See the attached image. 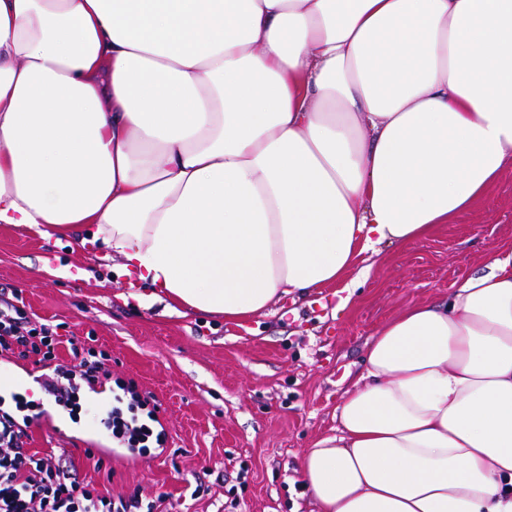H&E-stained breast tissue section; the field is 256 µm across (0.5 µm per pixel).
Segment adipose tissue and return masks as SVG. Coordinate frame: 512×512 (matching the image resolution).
I'll use <instances>...</instances> for the list:
<instances>
[{"label": "adipose tissue", "mask_w": 512, "mask_h": 512, "mask_svg": "<svg viewBox=\"0 0 512 512\" xmlns=\"http://www.w3.org/2000/svg\"><path fill=\"white\" fill-rule=\"evenodd\" d=\"M512 167V0H0V224L169 309L342 282ZM373 335L318 512H512V245Z\"/></svg>", "instance_id": "obj_1"}]
</instances>
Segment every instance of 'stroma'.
Wrapping results in <instances>:
<instances>
[{
	"label": "stroma",
	"mask_w": 512,
	"mask_h": 512,
	"mask_svg": "<svg viewBox=\"0 0 512 512\" xmlns=\"http://www.w3.org/2000/svg\"><path fill=\"white\" fill-rule=\"evenodd\" d=\"M512 243V168L454 221L406 247L363 255L345 284L312 300L289 296L239 324L165 302L128 299V282L73 237L43 239L0 224V289L17 291L33 322L59 339L53 360L0 355V377L20 378L26 401L50 406L37 382L70 345L108 372L77 414L57 409L30 428V453L65 455L83 483L141 497L155 512H315L300 463L336 426L344 391L364 371L377 329L413 304H436ZM158 407L163 452L136 462L89 458L111 443L98 407L122 387Z\"/></svg>",
	"instance_id": "stroma-1"
}]
</instances>
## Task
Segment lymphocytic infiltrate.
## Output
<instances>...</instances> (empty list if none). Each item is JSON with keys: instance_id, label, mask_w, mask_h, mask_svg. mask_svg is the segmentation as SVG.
Instances as JSON below:
<instances>
[{"instance_id": "obj_1", "label": "lymphocytic infiltrate", "mask_w": 512, "mask_h": 512, "mask_svg": "<svg viewBox=\"0 0 512 512\" xmlns=\"http://www.w3.org/2000/svg\"><path fill=\"white\" fill-rule=\"evenodd\" d=\"M54 333L47 325L32 324L15 300L0 292V353H36L53 346ZM102 369L90 353L73 350L72 360L55 364L44 389L56 404L74 407L80 381L94 380ZM32 417L16 420L0 413V512H143L138 498L113 499L83 485L65 458L29 454L27 433ZM159 422L150 398L131 395L126 406H113L104 422L112 432V443L135 459L147 448L163 447L155 434Z\"/></svg>"}]
</instances>
